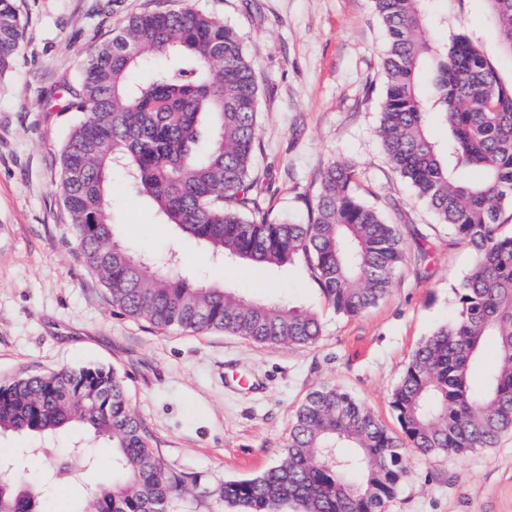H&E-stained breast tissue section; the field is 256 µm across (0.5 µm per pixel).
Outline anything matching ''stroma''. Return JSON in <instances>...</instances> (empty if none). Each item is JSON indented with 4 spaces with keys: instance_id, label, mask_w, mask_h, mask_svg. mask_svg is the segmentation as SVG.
<instances>
[{
    "instance_id": "obj_1",
    "label": "stroma",
    "mask_w": 512,
    "mask_h": 512,
    "mask_svg": "<svg viewBox=\"0 0 512 512\" xmlns=\"http://www.w3.org/2000/svg\"><path fill=\"white\" fill-rule=\"evenodd\" d=\"M204 9L239 33L259 76L260 170L274 215L306 221L322 168L354 164L362 198L399 224L405 261L391 292L356 316L337 313L305 260L286 270L217 268L245 294L285 298L315 313L313 345L257 344L221 331L158 329L122 314L81 261L57 185L74 115L68 87L88 55L128 15ZM22 37L0 73V384L68 366L111 367L149 446L186 478L168 512H224L216 492L280 459L293 412L321 384L349 390L392 432L390 407L416 345L448 321L473 251L448 230L387 162L376 137L386 39L370 0H15ZM109 219L133 253L178 252L194 275L201 248L159 223L152 206L113 173ZM432 246L416 265L418 240ZM252 378L240 388L233 375ZM402 453L408 473L384 512H512V434L465 459ZM112 468L108 442L84 482L56 485L46 512H69L85 483Z\"/></svg>"
}]
</instances>
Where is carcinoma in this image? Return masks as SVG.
Here are the masks:
<instances>
[{"instance_id": "obj_1", "label": "carcinoma", "mask_w": 512, "mask_h": 512, "mask_svg": "<svg viewBox=\"0 0 512 512\" xmlns=\"http://www.w3.org/2000/svg\"><path fill=\"white\" fill-rule=\"evenodd\" d=\"M497 47L512 56V0H485ZM386 36L385 90L376 127L392 169L476 254L456 292L453 318L420 342L391 393L402 436L348 391L321 386L294 411L278 465L224 482L229 512H384L407 473L400 448L467 458L512 433V80L480 34L459 22L464 0L440 13L426 0H371ZM434 27L445 31L431 37ZM22 32L12 0H0V71ZM163 59L149 78L133 72ZM258 78L237 31L191 6L127 16L72 85L76 113L60 156V194L79 254L122 312L152 327L221 330L258 344L307 346L321 336L312 313L248 297L207 276L186 278L174 253L132 255L115 238L107 207L112 172L155 207L161 223L202 245L215 261L279 269L304 257L336 312L353 316L389 292L405 260L397 225L356 192L355 167L323 168L308 219L295 223L263 204L255 172ZM436 116L447 130H429ZM496 363L471 384L488 347ZM77 426L112 443L108 482L86 485L70 512H167L185 480L147 445L128 404L125 376L103 367L61 368L0 386V435H28L0 465V512H42L56 483L82 478L94 449H69L83 469L60 464L37 486L27 461L55 452Z\"/></svg>"}]
</instances>
